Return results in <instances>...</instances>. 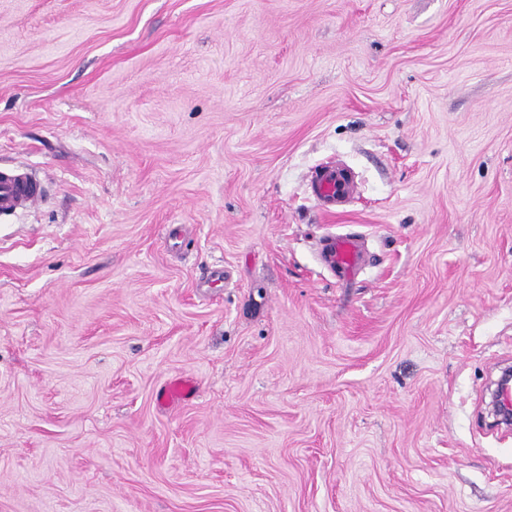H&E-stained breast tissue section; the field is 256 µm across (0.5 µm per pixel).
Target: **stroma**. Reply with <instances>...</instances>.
<instances>
[{"mask_svg":"<svg viewBox=\"0 0 512 512\" xmlns=\"http://www.w3.org/2000/svg\"><path fill=\"white\" fill-rule=\"evenodd\" d=\"M1 167L0 512H512V0H0ZM358 183L350 170L338 164L321 167L312 183V195L325 209H342V203L354 197ZM41 183L29 169L0 170V217L13 216L42 195ZM321 259L336 277L353 280L365 267L361 238L353 234L330 235L322 245ZM195 392L193 383L188 379H176L169 382L162 390L159 402L162 405L175 400H182L190 397Z\"/></svg>","mask_w":512,"mask_h":512,"instance_id":"stroma-1","label":"stroma"}]
</instances>
